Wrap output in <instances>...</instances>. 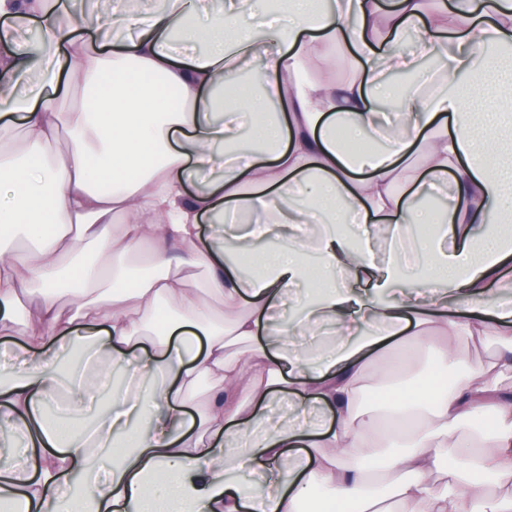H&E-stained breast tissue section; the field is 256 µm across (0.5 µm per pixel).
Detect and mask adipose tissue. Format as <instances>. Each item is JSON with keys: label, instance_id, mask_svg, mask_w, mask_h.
Masks as SVG:
<instances>
[{"label": "adipose tissue", "instance_id": "ef3b65f1", "mask_svg": "<svg viewBox=\"0 0 512 512\" xmlns=\"http://www.w3.org/2000/svg\"><path fill=\"white\" fill-rule=\"evenodd\" d=\"M0 21V337L23 340L19 367L0 374L1 502L300 512L317 497L322 512H388L390 496L397 512H512V495L484 489L512 482V162L488 160L512 135L500 95L512 68L485 53L512 48V0H338L323 12L271 0L258 32L241 26L238 0H165L118 29L77 0H0ZM36 22L40 37L18 42ZM440 52L437 90L409 88L388 123L386 75L421 73ZM331 54L353 64L338 83L311 74ZM242 62L263 88L225 104L224 77ZM129 70L175 89L180 107L154 106L149 87L121 82ZM108 73L117 82L100 91ZM243 112L264 118L252 149L237 145ZM343 134L384 146L351 155ZM444 182L452 231L414 234L418 199ZM241 212L256 217L245 236L224 224ZM312 215L319 233L296 235ZM380 220L393 246L378 260ZM140 262L152 273L136 280ZM413 265L422 275L404 285ZM361 271L375 279L366 295L348 283ZM307 279L313 296L294 294ZM322 322L338 343L318 354L306 337ZM491 331L497 355L452 383L362 399L381 351L417 341L445 372L456 339ZM235 341L243 354L228 353ZM205 377L204 410L183 418ZM59 391L74 395L66 426L44 416ZM281 395L335 425L271 422ZM488 410L490 430L476 424ZM20 439L42 456L16 463ZM97 453L113 459L102 478Z\"/></svg>", "mask_w": 512, "mask_h": 512}]
</instances>
